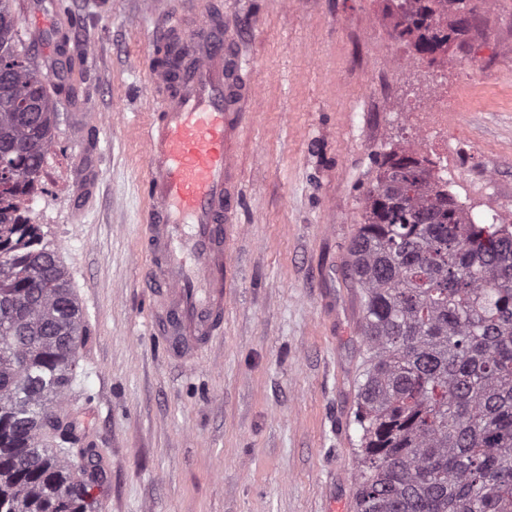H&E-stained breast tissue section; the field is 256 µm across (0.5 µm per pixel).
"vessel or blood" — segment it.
Returning <instances> with one entry per match:
<instances>
[{
  "label": "vessel or blood",
  "mask_w": 512,
  "mask_h": 512,
  "mask_svg": "<svg viewBox=\"0 0 512 512\" xmlns=\"http://www.w3.org/2000/svg\"><path fill=\"white\" fill-rule=\"evenodd\" d=\"M192 2L160 39L173 66L151 71L156 110L144 128L149 207L141 245L153 331L186 366L224 329L242 192L234 145L255 85L238 31L207 0Z\"/></svg>",
  "instance_id": "vessel-or-blood-1"
}]
</instances>
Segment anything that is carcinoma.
<instances>
[{
	"instance_id": "carcinoma-1",
	"label": "carcinoma",
	"mask_w": 512,
	"mask_h": 512,
	"mask_svg": "<svg viewBox=\"0 0 512 512\" xmlns=\"http://www.w3.org/2000/svg\"><path fill=\"white\" fill-rule=\"evenodd\" d=\"M438 0H402L417 52L468 32ZM0 0V512H104L61 420L85 341L68 275L24 207L58 112ZM364 347L356 512H512V225L478 224L422 163L383 156L350 248Z\"/></svg>"
}]
</instances>
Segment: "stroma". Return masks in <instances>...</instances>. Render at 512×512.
I'll return each instance as SVG.
<instances>
[{"label":"stroma","mask_w":512,"mask_h":512,"mask_svg":"<svg viewBox=\"0 0 512 512\" xmlns=\"http://www.w3.org/2000/svg\"><path fill=\"white\" fill-rule=\"evenodd\" d=\"M214 2L257 93L224 334L188 369L152 335L137 256L154 43L187 0L45 12L70 76L27 210L87 306L70 406L103 458L105 512H354L363 356L347 259L362 200L444 89L449 190L476 222L512 224V0H473L469 33L433 55L392 37L395 0Z\"/></svg>","instance_id":"stroma-1"}]
</instances>
